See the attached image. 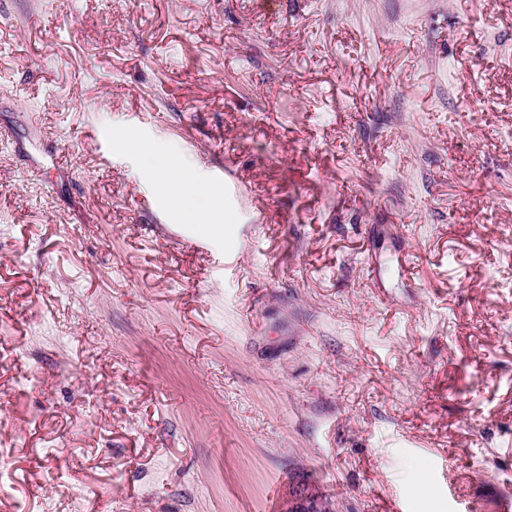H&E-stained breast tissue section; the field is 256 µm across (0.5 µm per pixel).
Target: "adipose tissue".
I'll return each mask as SVG.
<instances>
[{
	"mask_svg": "<svg viewBox=\"0 0 512 512\" xmlns=\"http://www.w3.org/2000/svg\"><path fill=\"white\" fill-rule=\"evenodd\" d=\"M119 138L146 161L161 194L186 223L200 225L214 234L223 232L222 192L198 179L191 167L157 153L136 133L124 131Z\"/></svg>",
	"mask_w": 512,
	"mask_h": 512,
	"instance_id": "1",
	"label": "adipose tissue"
}]
</instances>
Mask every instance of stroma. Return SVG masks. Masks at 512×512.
Returning a JSON list of instances; mask_svg holds the SVG:
<instances>
[{
	"instance_id": "stroma-1",
	"label": "stroma",
	"mask_w": 512,
	"mask_h": 512,
	"mask_svg": "<svg viewBox=\"0 0 512 512\" xmlns=\"http://www.w3.org/2000/svg\"><path fill=\"white\" fill-rule=\"evenodd\" d=\"M301 478L512 512V0H0V512ZM120 141L147 163L161 194L188 224L207 231L224 233V197L222 192L198 179L191 167L157 153L132 131L119 133Z\"/></svg>"
}]
</instances>
